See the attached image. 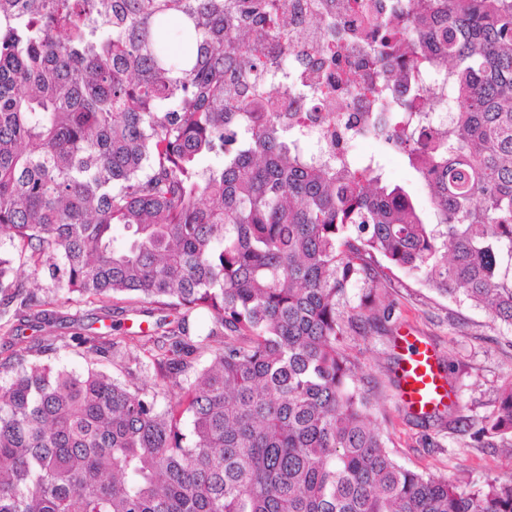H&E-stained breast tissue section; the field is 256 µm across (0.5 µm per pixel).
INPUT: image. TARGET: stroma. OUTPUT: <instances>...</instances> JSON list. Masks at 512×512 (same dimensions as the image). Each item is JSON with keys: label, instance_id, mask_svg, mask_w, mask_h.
<instances>
[{"label": "stroma", "instance_id": "35a3bbf8", "mask_svg": "<svg viewBox=\"0 0 512 512\" xmlns=\"http://www.w3.org/2000/svg\"><path fill=\"white\" fill-rule=\"evenodd\" d=\"M356 151L363 156L381 155L386 178L407 187L426 218H433L422 184L399 152L375 140L357 146ZM386 301L394 309L391 321L348 331L340 346L357 365L370 410L393 459L428 476L461 479L467 490L512 476V453L499 447H472L465 425L466 420L490 415L501 384L512 379V328L491 322L484 310L439 296L414 274L396 273ZM57 317L54 332L61 336L87 327L104 333L109 326L92 303L59 308ZM405 332L432 341L441 363L450 364L455 423L424 422L405 411L392 384L395 338Z\"/></svg>", "mask_w": 512, "mask_h": 512}]
</instances>
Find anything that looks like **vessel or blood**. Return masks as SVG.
I'll return each instance as SVG.
<instances>
[{
    "instance_id": "obj_1",
    "label": "vessel or blood",
    "mask_w": 512,
    "mask_h": 512,
    "mask_svg": "<svg viewBox=\"0 0 512 512\" xmlns=\"http://www.w3.org/2000/svg\"><path fill=\"white\" fill-rule=\"evenodd\" d=\"M399 398L417 414L433 412L452 401L448 379L443 373L436 347L424 338L404 334L398 338Z\"/></svg>"
}]
</instances>
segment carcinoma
Listing matches in <instances>:
<instances>
[{
    "label": "carcinoma",
    "instance_id": "carcinoma-1",
    "mask_svg": "<svg viewBox=\"0 0 512 512\" xmlns=\"http://www.w3.org/2000/svg\"><path fill=\"white\" fill-rule=\"evenodd\" d=\"M266 25L288 41V0H0V512H512V477L398 465L339 347L390 316L395 269L512 327V0H381L389 107L353 122L302 84L295 112L265 97ZM436 79L445 126L421 110ZM361 133L435 221L345 147ZM76 297L160 317L24 335ZM71 341L125 380L41 361ZM470 438L512 449V380ZM354 151L363 156L373 153L381 154L386 178L392 183L407 187L412 194L417 197L426 218L428 220H434V213L430 207L422 184L419 182L415 173L407 166L403 156L399 152L375 140L357 146Z\"/></svg>",
    "mask_w": 512,
    "mask_h": 512
}]
</instances>
